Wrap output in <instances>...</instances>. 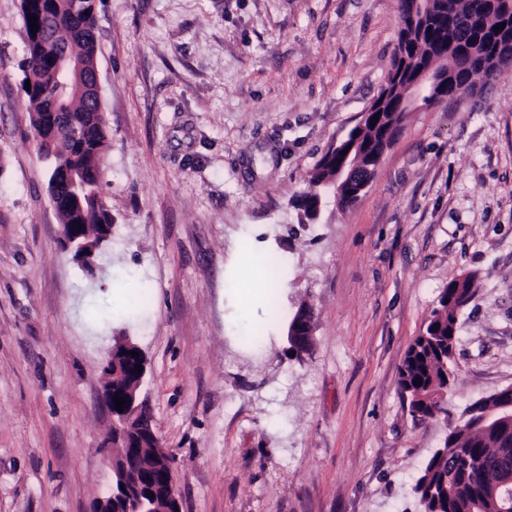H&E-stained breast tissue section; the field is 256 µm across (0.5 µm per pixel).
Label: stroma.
<instances>
[{
    "instance_id": "1",
    "label": "stroma",
    "mask_w": 512,
    "mask_h": 512,
    "mask_svg": "<svg viewBox=\"0 0 512 512\" xmlns=\"http://www.w3.org/2000/svg\"><path fill=\"white\" fill-rule=\"evenodd\" d=\"M97 18L114 227L90 273L59 242L20 0H0V512H92L108 492L116 336L147 359L184 512H420L425 461L512 387V71L412 103L357 203L303 225L311 174L387 82L397 0H98ZM270 252L276 321L240 269ZM130 272L145 310L125 307ZM465 277L446 412L414 421L400 368ZM303 302L300 363L282 350Z\"/></svg>"
}]
</instances>
